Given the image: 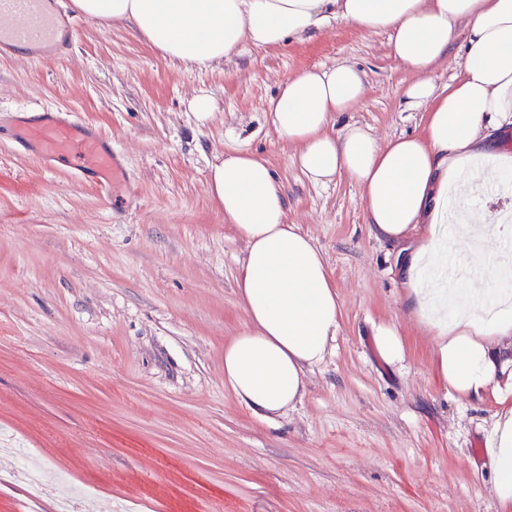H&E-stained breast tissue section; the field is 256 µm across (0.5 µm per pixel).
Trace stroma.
Wrapping results in <instances>:
<instances>
[{
  "mask_svg": "<svg viewBox=\"0 0 512 512\" xmlns=\"http://www.w3.org/2000/svg\"><path fill=\"white\" fill-rule=\"evenodd\" d=\"M50 6L68 57L0 56V512H56L68 495L76 512H501L476 449L494 403L440 382L404 299L401 245L371 235L348 177L309 181L268 118L288 77L348 62L367 92L337 124L382 141L421 133L405 96L415 75L388 33L336 19L188 71L130 26ZM201 92L214 101L204 120L190 108ZM43 109L107 137L125 172L111 193L17 141ZM239 150L269 162L342 306L301 401L267 419L224 382V345L246 324L244 244L207 177L215 155ZM381 325L398 329L402 362L379 354Z\"/></svg>",
  "mask_w": 512,
  "mask_h": 512,
  "instance_id": "35a3bbf8",
  "label": "stroma"
}]
</instances>
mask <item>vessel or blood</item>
Segmentation results:
<instances>
[{
  "label": "vessel or blood",
  "mask_w": 512,
  "mask_h": 512,
  "mask_svg": "<svg viewBox=\"0 0 512 512\" xmlns=\"http://www.w3.org/2000/svg\"><path fill=\"white\" fill-rule=\"evenodd\" d=\"M62 21L47 12L44 0H0V52L22 49L32 60L51 62L70 48L61 36ZM46 159L74 161L82 173H92L104 192H111L118 175L112 154L92 130L73 119L46 117L18 131Z\"/></svg>",
  "instance_id": "vessel-or-blood-1"
}]
</instances>
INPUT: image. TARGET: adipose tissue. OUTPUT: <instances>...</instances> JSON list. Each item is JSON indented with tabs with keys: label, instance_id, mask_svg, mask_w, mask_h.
Returning <instances> with one entry per match:
<instances>
[{
	"label": "adipose tissue",
	"instance_id": "adipose-tissue-1",
	"mask_svg": "<svg viewBox=\"0 0 512 512\" xmlns=\"http://www.w3.org/2000/svg\"><path fill=\"white\" fill-rule=\"evenodd\" d=\"M88 19L130 25L186 70L219 64L241 45L277 48L339 18L390 35V53L416 73L409 107L426 112L424 132L378 140L338 114L365 94L348 63L305 69L268 102L272 126L296 147L307 177L357 185L376 238L405 246L400 275L410 316L434 342L436 369L459 399L493 397L487 436L497 499L512 505V295L450 288L448 196L476 173L512 167L492 132L512 123V0H74ZM464 38L460 73L446 86L429 76ZM209 190L245 248L237 288L247 324L224 346V380L253 413L270 417L302 398L309 370L333 349L341 304L321 251L288 221L286 197L268 161L253 152L217 156ZM512 214L470 212L458 246L485 267L512 264L498 245Z\"/></svg>",
	"mask_w": 512,
	"mask_h": 512
}]
</instances>
